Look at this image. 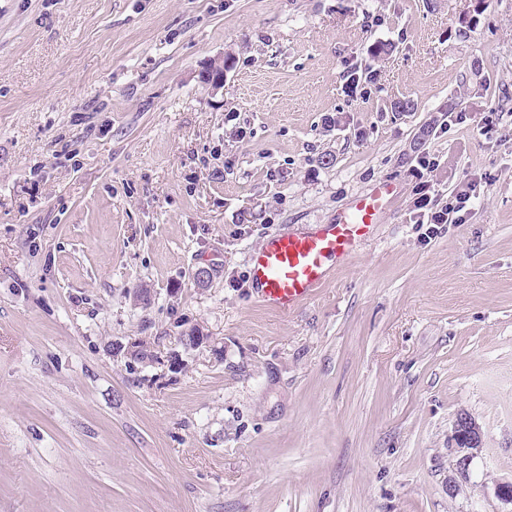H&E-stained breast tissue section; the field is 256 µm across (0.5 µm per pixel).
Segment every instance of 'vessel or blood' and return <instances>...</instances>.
I'll list each match as a JSON object with an SVG mask.
<instances>
[{
    "label": "vessel or blood",
    "instance_id": "obj_1",
    "mask_svg": "<svg viewBox=\"0 0 512 512\" xmlns=\"http://www.w3.org/2000/svg\"><path fill=\"white\" fill-rule=\"evenodd\" d=\"M396 196L395 183L383 180L358 196L336 223L267 236L249 258L257 300L285 314L308 301L337 262L356 254Z\"/></svg>",
    "mask_w": 512,
    "mask_h": 512
}]
</instances>
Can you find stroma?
Instances as JSON below:
<instances>
[{"label":"stroma","mask_w":512,"mask_h":512,"mask_svg":"<svg viewBox=\"0 0 512 512\" xmlns=\"http://www.w3.org/2000/svg\"><path fill=\"white\" fill-rule=\"evenodd\" d=\"M380 180L310 300L252 298L267 235ZM423 180L466 223L419 224ZM511 479L512 0H0V512H512ZM457 460L455 475L469 478V465L481 448V431L478 423L468 415H460L455 427Z\"/></svg>","instance_id":"obj_1"}]
</instances>
